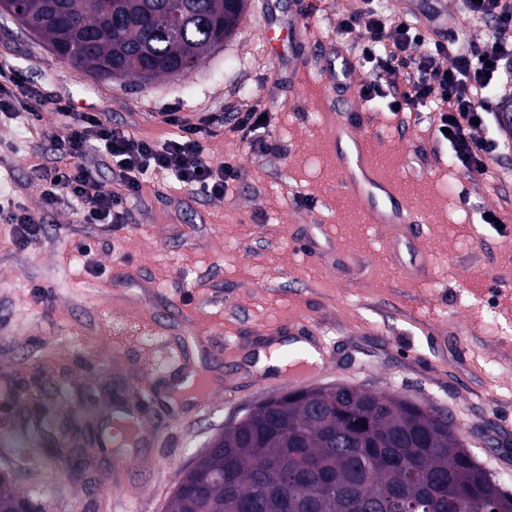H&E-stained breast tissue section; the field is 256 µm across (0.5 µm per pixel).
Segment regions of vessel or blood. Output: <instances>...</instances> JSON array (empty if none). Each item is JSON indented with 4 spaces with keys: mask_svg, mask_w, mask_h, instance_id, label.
Listing matches in <instances>:
<instances>
[{
    "mask_svg": "<svg viewBox=\"0 0 512 512\" xmlns=\"http://www.w3.org/2000/svg\"><path fill=\"white\" fill-rule=\"evenodd\" d=\"M452 0H433L430 8H423L420 0H401L403 13L417 17L430 31L446 27ZM293 79L299 86L315 81V69L320 62L317 55L302 51L288 61ZM327 142L333 154L338 181L345 192L357 203L365 223L381 229H394L397 236L415 237L420 216L401 195L396 182L380 173L370 136L357 130L352 123L336 121L327 133ZM195 411L207 409L214 395L210 379L203 374H192ZM113 412L121 416L120 441L130 448L144 446V423L147 412L135 400L115 404ZM111 435H100L96 444L111 447Z\"/></svg>",
    "mask_w": 512,
    "mask_h": 512,
    "instance_id": "vessel-or-blood-1",
    "label": "vessel or blood"
}]
</instances>
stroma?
Returning a JSON list of instances; mask_svg holds the SVG:
<instances>
[{
    "label": "stroma",
    "instance_id": "stroma-1",
    "mask_svg": "<svg viewBox=\"0 0 512 512\" xmlns=\"http://www.w3.org/2000/svg\"><path fill=\"white\" fill-rule=\"evenodd\" d=\"M354 0H249L236 35L190 73L130 85L59 60L48 44L0 16V66L63 97L73 111L158 138L165 112L212 116L211 163L234 160L240 178L211 198L160 183L128 199L127 229L108 236L78 223L72 208L44 215L42 237L17 248L0 231V469L39 497L46 512H165L179 475L224 427L257 401L296 389L292 369L251 368L255 350L300 323L326 349L302 365L306 387L349 384L393 391L448 412L484 470L512 494V169L494 160L472 180L448 164V144L425 116L366 109L344 120L368 131L380 169L408 193L426 222L422 248L362 223L337 181L326 143L331 114L292 80L288 56L303 41L335 44ZM284 36L264 48L268 26ZM269 112L255 142L231 130L232 115ZM55 112L36 131L0 120V191L39 212L38 165L60 156ZM272 143L263 151L261 142ZM492 210L502 226L482 223ZM92 241L82 257L76 243ZM428 263L420 280L402 267ZM159 334H139L147 320ZM220 377L209 411L195 413L166 365ZM149 395L140 471L112 489L114 457L75 454L79 428L98 431L115 396Z\"/></svg>",
    "mask_w": 512,
    "mask_h": 512
}]
</instances>
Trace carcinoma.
I'll return each instance as SVG.
<instances>
[{"instance_id":"obj_1","label":"carcinoma","mask_w":512,"mask_h":512,"mask_svg":"<svg viewBox=\"0 0 512 512\" xmlns=\"http://www.w3.org/2000/svg\"><path fill=\"white\" fill-rule=\"evenodd\" d=\"M74 69L183 75L237 32L248 0H0ZM456 431L384 392L279 395L182 473L167 512H512ZM30 495L0 481V512Z\"/></svg>"}]
</instances>
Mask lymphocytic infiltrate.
Listing matches in <instances>:
<instances>
[{
    "mask_svg": "<svg viewBox=\"0 0 512 512\" xmlns=\"http://www.w3.org/2000/svg\"><path fill=\"white\" fill-rule=\"evenodd\" d=\"M476 22H492L490 33L474 41L465 34L438 39L405 16L386 14L377 0H359L339 24L343 34L359 31L358 42L344 45L347 71L358 77L365 101H385L393 112L437 105V126L448 129V158L467 176L485 173L488 158L506 154L500 127L498 90L512 86V0H459ZM64 117L59 140L62 156L44 168L43 213L77 204L81 223L112 232L125 225V202L139 196L149 178L165 176L197 193L223 197L241 171L234 160L213 166L203 140L212 136L206 118L165 113L171 132L163 140L141 137L113 126L95 112H75L61 100L28 85L21 73L0 69V114L33 126L39 107ZM97 153L112 169L115 187L103 190L85 164ZM0 225L10 241L24 248L43 235L41 215L0 204Z\"/></svg>",
    "mask_w": 512,
    "mask_h": 512,
    "instance_id": "1",
    "label": "lymphocytic infiltrate"
}]
</instances>
